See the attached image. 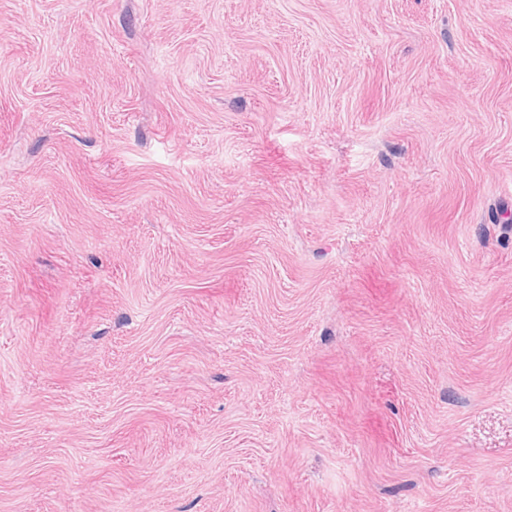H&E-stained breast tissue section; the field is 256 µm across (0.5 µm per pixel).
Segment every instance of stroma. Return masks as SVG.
<instances>
[{
    "mask_svg": "<svg viewBox=\"0 0 512 512\" xmlns=\"http://www.w3.org/2000/svg\"><path fill=\"white\" fill-rule=\"evenodd\" d=\"M0 512H512V0H0Z\"/></svg>",
    "mask_w": 512,
    "mask_h": 512,
    "instance_id": "obj_1",
    "label": "stroma"
}]
</instances>
